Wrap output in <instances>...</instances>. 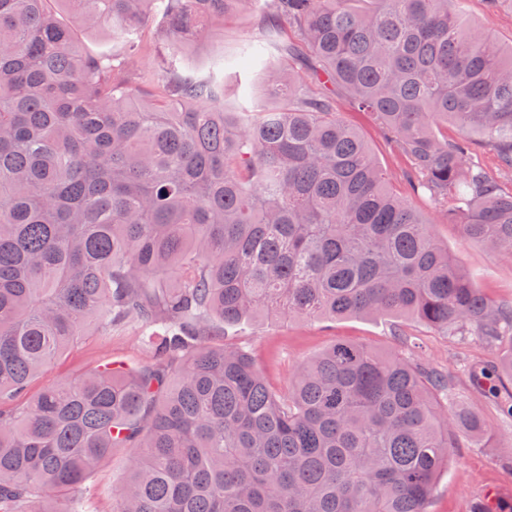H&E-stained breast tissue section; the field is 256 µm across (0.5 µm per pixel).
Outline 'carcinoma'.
<instances>
[{
  "label": "carcinoma",
  "instance_id": "cac0c4a2",
  "mask_svg": "<svg viewBox=\"0 0 512 512\" xmlns=\"http://www.w3.org/2000/svg\"><path fill=\"white\" fill-rule=\"evenodd\" d=\"M50 2L0 0V512H88L80 489L114 448L134 449L115 512H428L458 434H486L442 370L338 342L282 395L208 339L283 314L512 340V305L474 285L336 100L395 142L412 189L453 196L466 238L511 261L512 195L467 154L487 146L512 172V45L455 0H58L69 23ZM259 7L261 40L192 72L193 44ZM158 12L164 47L142 70ZM75 22L118 50L85 52ZM240 59L274 100L244 126L224 102ZM95 323L152 328L161 364L1 409ZM491 377L512 380V352L472 372Z\"/></svg>",
  "mask_w": 512,
  "mask_h": 512
}]
</instances>
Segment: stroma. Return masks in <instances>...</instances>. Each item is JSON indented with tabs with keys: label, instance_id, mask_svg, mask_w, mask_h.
<instances>
[{
	"label": "stroma",
	"instance_id": "obj_1",
	"mask_svg": "<svg viewBox=\"0 0 512 512\" xmlns=\"http://www.w3.org/2000/svg\"><path fill=\"white\" fill-rule=\"evenodd\" d=\"M462 10L479 27L503 44L512 42V0H463ZM341 116L357 128L394 186H401L406 159L387 143L372 118L348 100L340 102ZM412 206L433 223L437 238L447 244L475 286L490 300L512 304V262L498 259L482 246L468 241L459 224L435 207L429 192L410 198ZM142 325L118 327L109 333L89 330L52 366L40 372L22 395L29 402L47 385L60 383L113 363L139 368L152 364L142 345ZM338 342H353L383 352L412 353L415 361L447 370L453 392L468 403L490 433L489 439L474 440L460 435L448 468L440 476L429 504V512H472L474 503L494 495L502 512H512V464L505 463L502 443L512 441V417L505 415L490 394L473 386V369L492 363L501 347L479 336H446L414 319L352 317L336 321L301 320L285 316L263 318L227 327L224 343L250 351L270 386L286 393L297 367ZM131 449L113 451L98 471L85 482L82 495L90 512H114L113 488L130 470Z\"/></svg>",
	"mask_w": 512,
	"mask_h": 512
}]
</instances>
